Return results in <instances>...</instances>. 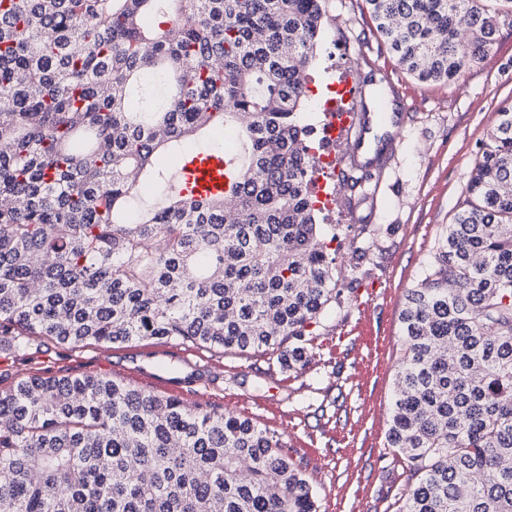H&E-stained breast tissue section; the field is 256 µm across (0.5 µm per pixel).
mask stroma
<instances>
[{"mask_svg":"<svg viewBox=\"0 0 512 512\" xmlns=\"http://www.w3.org/2000/svg\"><path fill=\"white\" fill-rule=\"evenodd\" d=\"M358 75L366 109L377 88L401 129L385 167L355 165L336 148V207L320 211L343 292L312 325L304 364L282 349L214 351L140 340L67 347L33 337V352L0 346V390L32 374L103 373L188 408L233 413L280 438L316 494L320 512H403L411 470L388 443L395 376L404 356L399 314L467 198V182L501 109L512 106V20L492 53L454 82L423 83L379 35L364 0H325L308 86Z\"/></svg>","mask_w":512,"mask_h":512,"instance_id":"obj_1","label":"stroma"}]
</instances>
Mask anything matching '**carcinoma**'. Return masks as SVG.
<instances>
[{"label": "carcinoma", "instance_id": "1", "mask_svg": "<svg viewBox=\"0 0 512 512\" xmlns=\"http://www.w3.org/2000/svg\"><path fill=\"white\" fill-rule=\"evenodd\" d=\"M323 0H0V336L247 352L291 344L343 289L317 223L304 72ZM399 64L449 82L490 53L483 0H364ZM465 28L468 47L458 40ZM236 124L224 196L158 151ZM136 173L131 180L128 171ZM163 202L129 221L144 183ZM400 313L388 431L404 512H512V107L498 113ZM0 512H318L276 436L107 375L0 392Z\"/></svg>", "mask_w": 512, "mask_h": 512}]
</instances>
